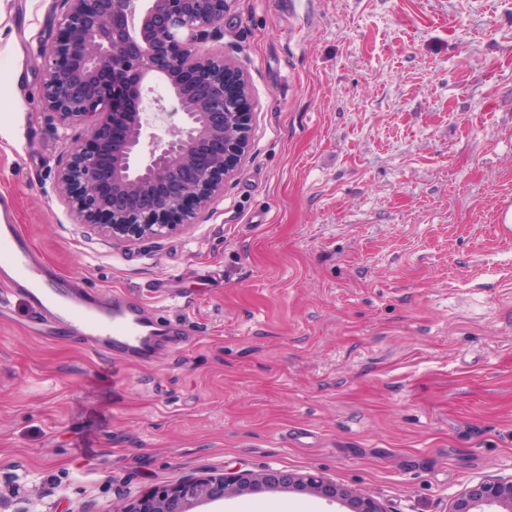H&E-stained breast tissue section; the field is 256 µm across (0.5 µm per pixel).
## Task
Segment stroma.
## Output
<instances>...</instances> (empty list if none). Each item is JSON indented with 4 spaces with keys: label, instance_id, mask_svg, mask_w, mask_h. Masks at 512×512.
I'll list each match as a JSON object with an SVG mask.
<instances>
[{
    "label": "stroma",
    "instance_id": "stroma-1",
    "mask_svg": "<svg viewBox=\"0 0 512 512\" xmlns=\"http://www.w3.org/2000/svg\"><path fill=\"white\" fill-rule=\"evenodd\" d=\"M60 0H0V191L89 295L181 328L158 358L0 316V512H120L230 469L310 471L387 512L512 474V0H234L249 154L188 232L126 248L61 203L31 96ZM193 512H350L283 487Z\"/></svg>",
    "mask_w": 512,
    "mask_h": 512
}]
</instances>
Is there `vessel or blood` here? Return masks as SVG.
Listing matches in <instances>:
<instances>
[{"instance_id": "b4317fda", "label": "vessel or blood", "mask_w": 512, "mask_h": 512, "mask_svg": "<svg viewBox=\"0 0 512 512\" xmlns=\"http://www.w3.org/2000/svg\"><path fill=\"white\" fill-rule=\"evenodd\" d=\"M0 294L21 296L27 303L33 333L54 334L67 325L84 337L92 349L118 348L148 358L157 322L145 304L129 300L124 292L89 299L76 279L59 277L12 219L9 197L0 193Z\"/></svg>"}]
</instances>
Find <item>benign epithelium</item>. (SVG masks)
<instances>
[{"mask_svg": "<svg viewBox=\"0 0 512 512\" xmlns=\"http://www.w3.org/2000/svg\"><path fill=\"white\" fill-rule=\"evenodd\" d=\"M233 0H63L44 45L47 65L33 101L66 131L85 135L67 145L56 174L76 224L93 226L128 246L186 231L224 192L248 155L251 112L243 69L209 48ZM167 98H150L155 79ZM181 125L160 137L145 102ZM313 488L347 499L354 512H387L376 500L331 488L318 473L227 471L159 486L121 512H185L243 488ZM512 512V475L465 489L449 512Z\"/></svg>", "mask_w": 512, "mask_h": 512, "instance_id": "benign-epithelium-1", "label": "benign epithelium"}]
</instances>
